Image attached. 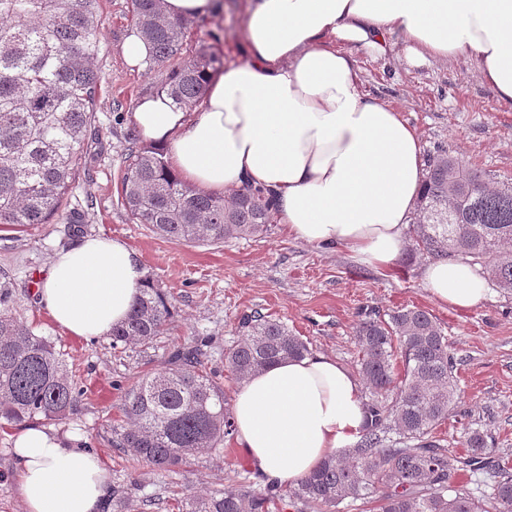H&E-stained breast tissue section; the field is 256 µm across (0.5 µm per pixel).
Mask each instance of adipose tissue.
<instances>
[{
  "label": "adipose tissue",
  "instance_id": "1",
  "mask_svg": "<svg viewBox=\"0 0 512 512\" xmlns=\"http://www.w3.org/2000/svg\"><path fill=\"white\" fill-rule=\"evenodd\" d=\"M398 44L413 64L474 59L499 101L512 102V0H248L244 56L210 75L201 102L181 110L149 95L130 122L195 189L263 188L289 236L387 269L421 192V142L399 112L361 93L348 48L383 57ZM145 276L124 240L87 235L54 254L38 295L67 335L89 339L126 321ZM422 282L460 310L487 293L455 258L426 265ZM232 416L255 477L291 485L360 439L365 409L358 378L316 354L251 374ZM13 452L25 512H105L107 471L77 436L30 424Z\"/></svg>",
  "mask_w": 512,
  "mask_h": 512
}]
</instances>
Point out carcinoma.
<instances>
[{
	"mask_svg": "<svg viewBox=\"0 0 512 512\" xmlns=\"http://www.w3.org/2000/svg\"><path fill=\"white\" fill-rule=\"evenodd\" d=\"M152 64L179 59L161 86L178 108L192 107L222 62L202 50L180 59L186 24L165 16L161 0H132ZM103 20L99 0H0V224L28 228L82 215L65 212L73 183L87 168L85 145L101 143L95 124ZM122 176L123 206L132 219L171 242L200 244L260 237L274 223L270 201L249 188L235 198L204 194L184 183L163 152L129 140ZM409 256L461 257L482 267L491 284L512 293V182L479 173L443 147L429 156L410 227ZM0 284V420L19 426L62 421L78 411L83 390L69 376L55 344L20 322ZM171 315L151 279L126 322L112 328V347L153 346ZM241 339L225 351L238 381L288 358L309 354L307 342L283 322L242 317ZM359 374L368 392L361 440L325 459L288 489L293 507L338 512L362 501L371 512H488L458 481L465 467L486 473L495 512H512V469L495 460L487 435L467 432L466 458L436 439L460 399L448 337L426 310L365 311L353 327ZM207 343L171 351L167 366L124 394L122 422L110 441L161 473H178L222 452L234 435L219 374L205 362ZM278 486L262 492L228 487L174 500L177 512H270ZM114 512H138L123 487L112 488Z\"/></svg>",
	"mask_w": 512,
	"mask_h": 512,
	"instance_id": "cac0c4a2",
	"label": "carcinoma"
}]
</instances>
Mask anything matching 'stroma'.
Returning <instances> with one entry per match:
<instances>
[{
  "label": "stroma",
  "instance_id": "obj_1",
  "mask_svg": "<svg viewBox=\"0 0 512 512\" xmlns=\"http://www.w3.org/2000/svg\"><path fill=\"white\" fill-rule=\"evenodd\" d=\"M247 0H224L220 15L186 25L184 56L207 47L222 61L239 55ZM102 48L95 65L101 80L97 126L101 141L90 144L88 174L68 198V211L86 213L81 224L58 221L21 232L0 228V278L13 286L14 312L64 353L85 395L69 419L48 423L50 431L74 433L101 458L113 484L129 486L137 499H150L143 512H169L168 499L225 487H256L245 452L225 439L220 454L199 460L182 474H155L109 441V427L122 417L126 389L145 373L163 368L168 353L208 338L209 367L223 369L222 352L238 340L242 316L258 312L278 319L307 341L312 353L330 355L355 369L358 349L352 328L364 309L387 312L418 307L435 317L458 365L461 401L440 433L449 451L466 455L462 441L477 428L495 439L498 457L512 461V295L492 288L485 301L458 310L433 301L422 284L427 257L398 258L394 269L363 264L346 248H316L272 224L264 238L219 244H180L134 223L122 200L123 158L134 129L129 115L143 96L158 92L165 69L136 72L120 45L134 28L131 0H100ZM361 91L401 112L421 138L423 154L438 147L478 170L512 178V104L500 103L484 84L472 59L406 63L402 47L387 58L353 47ZM123 239L141 256L148 276L174 307L154 347L115 350L110 338L85 340L65 334L42 311L35 278L56 251L84 235ZM19 429L0 428V512H24L14 476L12 448Z\"/></svg>",
  "mask_w": 512,
  "mask_h": 512
}]
</instances>
